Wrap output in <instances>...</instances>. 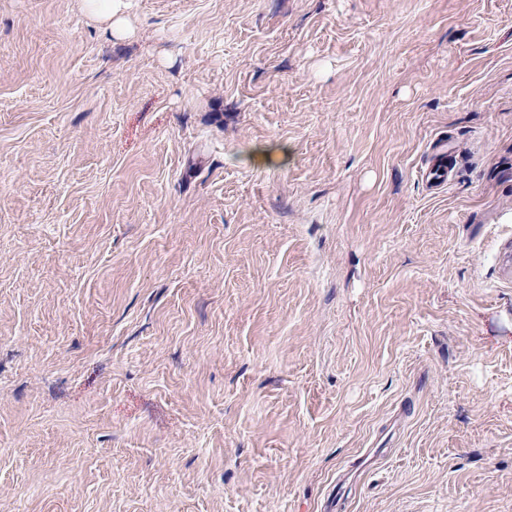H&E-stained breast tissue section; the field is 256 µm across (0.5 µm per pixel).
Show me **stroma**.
I'll return each mask as SVG.
<instances>
[{
  "instance_id": "stroma-1",
  "label": "stroma",
  "mask_w": 512,
  "mask_h": 512,
  "mask_svg": "<svg viewBox=\"0 0 512 512\" xmlns=\"http://www.w3.org/2000/svg\"><path fill=\"white\" fill-rule=\"evenodd\" d=\"M117 17L0 0V512H512V0Z\"/></svg>"
}]
</instances>
